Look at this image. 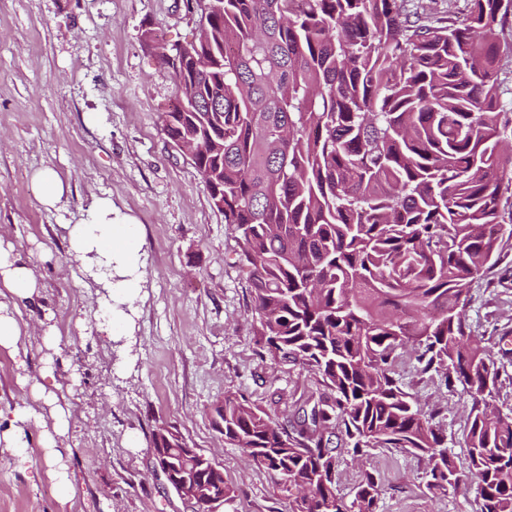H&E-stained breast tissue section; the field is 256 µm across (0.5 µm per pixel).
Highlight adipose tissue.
Returning a JSON list of instances; mask_svg holds the SVG:
<instances>
[{
    "label": "adipose tissue",
    "instance_id": "1",
    "mask_svg": "<svg viewBox=\"0 0 512 512\" xmlns=\"http://www.w3.org/2000/svg\"><path fill=\"white\" fill-rule=\"evenodd\" d=\"M67 231L71 256L106 289L109 298L122 304H134L141 286L136 274L139 247L133 218L115 208L111 199L100 198L79 223L68 225ZM0 286L10 297L9 302L0 301V346L14 349L23 331L12 307L39 297L40 288L34 267L22 262L10 247L0 246ZM37 391L42 394L51 419L43 430L41 446L56 468L59 492L66 497L71 493L72 484L59 447L68 433L71 413L45 386H38Z\"/></svg>",
    "mask_w": 512,
    "mask_h": 512
}]
</instances>
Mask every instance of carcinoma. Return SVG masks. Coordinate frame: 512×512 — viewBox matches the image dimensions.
<instances>
[{
    "label": "carcinoma",
    "instance_id": "obj_1",
    "mask_svg": "<svg viewBox=\"0 0 512 512\" xmlns=\"http://www.w3.org/2000/svg\"><path fill=\"white\" fill-rule=\"evenodd\" d=\"M512 0H466L460 21L414 0H219L198 37L161 57L178 105L169 139L195 165L250 268L255 330L275 364L317 377L280 423L243 396L211 407L224 442L291 493V512H375L376 472L336 493L332 437L356 453L425 461L435 496L465 474L478 512H512V418L498 372L467 332L475 282L512 248V117L501 104L496 31ZM422 372L470 397L466 466L396 378L408 348ZM164 458L196 457L169 434ZM228 503L235 489L210 475Z\"/></svg>",
    "mask_w": 512,
    "mask_h": 512
}]
</instances>
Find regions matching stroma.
<instances>
[{"instance_id": "stroma-1", "label": "stroma", "mask_w": 512, "mask_h": 512, "mask_svg": "<svg viewBox=\"0 0 512 512\" xmlns=\"http://www.w3.org/2000/svg\"><path fill=\"white\" fill-rule=\"evenodd\" d=\"M197 32L186 0H0V241L33 264L42 286L15 314L27 327L17 350L0 347V411H45L32 385L52 368L71 412L63 456L73 486L59 498L41 426L26 422V462L0 453V512H192L155 467L153 438L163 427L221 465L236 490L221 512L290 510L287 492L228 446L210 415L233 392L283 422L318 384L301 366L264 357L239 242L162 130L176 90L159 50ZM43 168L65 187L53 208L33 182ZM105 197L138 223L141 291L125 347L101 331V293L67 242V225ZM472 294L467 324L499 373L497 405L512 417V251ZM47 316L59 334L53 348L42 335ZM398 370L465 461L462 385H439L408 356ZM364 466L380 476L376 512L477 510L476 480L436 497L424 460L396 448L357 459L340 440L336 489L345 500Z\"/></svg>"}]
</instances>
